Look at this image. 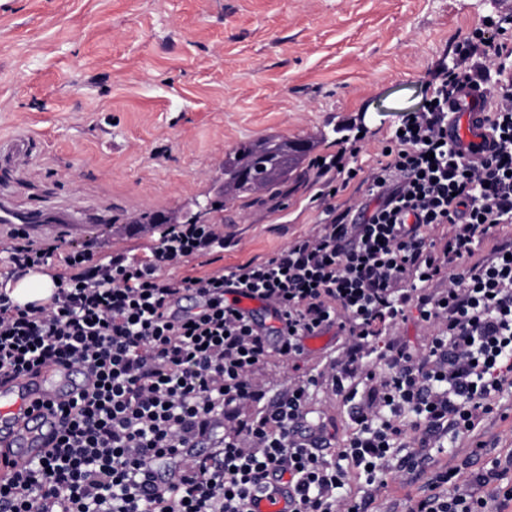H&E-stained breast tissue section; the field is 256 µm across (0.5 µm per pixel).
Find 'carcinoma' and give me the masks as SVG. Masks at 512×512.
<instances>
[{
    "label": "carcinoma",
    "mask_w": 512,
    "mask_h": 512,
    "mask_svg": "<svg viewBox=\"0 0 512 512\" xmlns=\"http://www.w3.org/2000/svg\"><path fill=\"white\" fill-rule=\"evenodd\" d=\"M312 148L309 140L278 135L240 144L224 159L232 174L224 187V200L247 198L257 191L278 195Z\"/></svg>",
    "instance_id": "cac0c4a2"
}]
</instances>
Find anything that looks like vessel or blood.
Instances as JSON below:
<instances>
[{"label": "vessel or blood", "instance_id": "vessel-or-blood-1", "mask_svg": "<svg viewBox=\"0 0 512 512\" xmlns=\"http://www.w3.org/2000/svg\"><path fill=\"white\" fill-rule=\"evenodd\" d=\"M488 86L468 85L448 101V142L464 159L475 161L490 153L493 138L485 121ZM33 145L25 135L0 141V160L15 162ZM83 379L79 369L52 366L38 375L0 385V446L9 448L18 462L38 461L50 446L56 423L35 402L70 397Z\"/></svg>", "mask_w": 512, "mask_h": 512}]
</instances>
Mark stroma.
<instances>
[{"label":"stroma","mask_w":512,"mask_h":512,"mask_svg":"<svg viewBox=\"0 0 512 512\" xmlns=\"http://www.w3.org/2000/svg\"><path fill=\"white\" fill-rule=\"evenodd\" d=\"M512 17V0H0V138L28 133L38 147L0 172L13 211L119 215L75 235L37 232L35 246L144 253L150 236L126 220L164 213L184 221L213 195L227 152L269 134L314 139L312 158L341 136L376 165L402 118L419 111L431 73L453 64L462 36L484 19ZM280 195L260 192L212 210L224 247L167 267L201 276L267 259L320 218L324 180L310 161ZM343 337L272 359L255 378L267 399L315 375L312 409L337 441L351 406L324 378ZM428 449L430 470H482L512 456V392L476 431ZM423 481L390 474L372 512H404Z\"/></svg>","instance_id":"obj_1"}]
</instances>
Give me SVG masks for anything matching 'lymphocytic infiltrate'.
Returning <instances> with one entry per match:
<instances>
[{
	"label": "lymphocytic infiltrate",
	"instance_id": "1",
	"mask_svg": "<svg viewBox=\"0 0 512 512\" xmlns=\"http://www.w3.org/2000/svg\"><path fill=\"white\" fill-rule=\"evenodd\" d=\"M490 69L494 148L468 162L447 142L448 98ZM430 85L429 105L400 123L377 167L363 170L355 147L319 164L330 182L365 185L359 218L326 205L314 232L264 261L174 279L163 268L223 247L220 225L143 224L149 254L99 259L34 247L18 225L0 274V384L44 365L82 367L90 382L55 406L61 428L43 457L0 478V512H249L255 489L282 484L290 512H365L342 494L351 473L377 489L423 466L402 451L408 434L425 448L469 437L512 391V244L480 255L512 224V40L469 32ZM58 264L50 303L7 295L14 270ZM440 280L447 288L432 290ZM186 292L197 311L179 308ZM233 294L262 301L276 327H260ZM412 317L432 329L424 351L380 343L382 326ZM330 331L346 339L330 388L352 404L339 449L311 417L317 377L267 405L254 378ZM373 354L384 371L367 365ZM499 477L436 471L409 512H493L477 490Z\"/></svg>",
	"mask_w": 512,
	"mask_h": 512
}]
</instances>
